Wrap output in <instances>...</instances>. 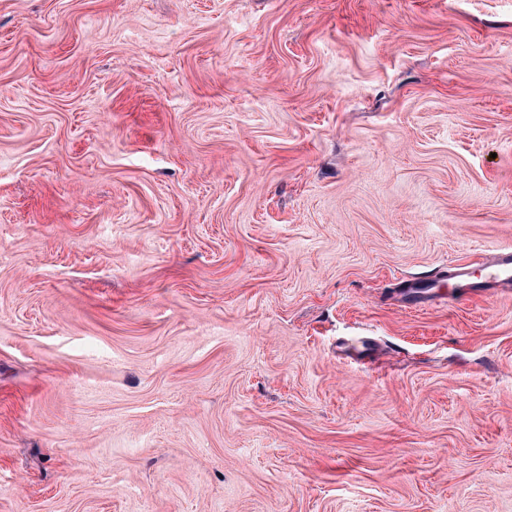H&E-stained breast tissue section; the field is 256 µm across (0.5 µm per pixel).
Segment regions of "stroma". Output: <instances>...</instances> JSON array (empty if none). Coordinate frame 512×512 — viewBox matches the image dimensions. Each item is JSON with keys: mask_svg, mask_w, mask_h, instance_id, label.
<instances>
[{"mask_svg": "<svg viewBox=\"0 0 512 512\" xmlns=\"http://www.w3.org/2000/svg\"><path fill=\"white\" fill-rule=\"evenodd\" d=\"M509 244L512 0H0V512H512ZM485 275L476 277L472 264L468 262L448 266V273L443 277H433L431 281L417 280L409 288H468L476 296L489 293L494 295L502 287L512 283V246H504L495 250L494 259L484 264Z\"/></svg>", "mask_w": 512, "mask_h": 512, "instance_id": "stroma-1", "label": "stroma"}]
</instances>
